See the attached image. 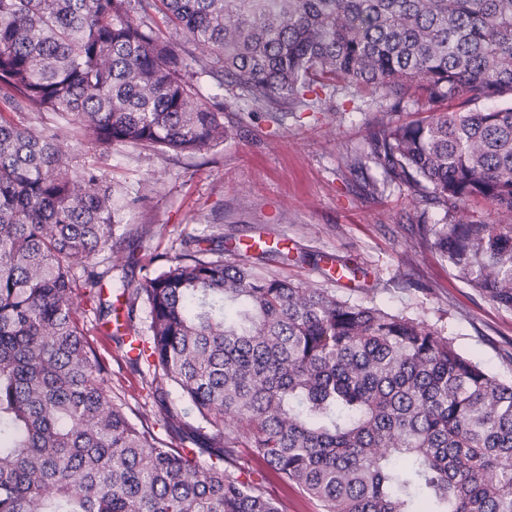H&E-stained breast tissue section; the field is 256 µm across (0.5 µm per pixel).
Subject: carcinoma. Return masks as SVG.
Wrapping results in <instances>:
<instances>
[{"label": "carcinoma", "instance_id": "obj_1", "mask_svg": "<svg viewBox=\"0 0 512 512\" xmlns=\"http://www.w3.org/2000/svg\"><path fill=\"white\" fill-rule=\"evenodd\" d=\"M200 75L271 117L331 87L388 101L370 159L444 212L435 245L455 276L512 309V0H0V512H280L115 402L79 309L112 313L98 257L128 193L15 119L200 154L228 136ZM410 102L429 116L395 120ZM475 200L493 219L456 218ZM154 263L122 285L110 338L133 332L148 396L175 383L222 461L246 442L322 512H512V381L436 327L226 263L221 235ZM15 118L25 124L30 123L50 132L59 131V127L64 123L62 119L52 112H38L34 110H25Z\"/></svg>", "mask_w": 512, "mask_h": 512}]
</instances>
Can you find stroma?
<instances>
[{
  "label": "stroma",
  "instance_id": "1",
  "mask_svg": "<svg viewBox=\"0 0 512 512\" xmlns=\"http://www.w3.org/2000/svg\"><path fill=\"white\" fill-rule=\"evenodd\" d=\"M199 85L223 102L229 129L224 142L207 152L117 145L103 153L76 134L63 141L79 160L99 163L114 183L143 194L115 228L108 259L113 277L134 284L141 279V267L127 262L128 243L137 237L147 253L171 254L183 237L220 234L228 263L238 261L253 239L282 237L292 258L273 264L281 277L330 289L355 304L426 319L489 371L512 376V311L455 277L430 232L442 210L386 182L367 157L385 101L343 89L323 111L275 120L253 113L238 90L205 77ZM334 258L356 267V278L337 280ZM84 320L90 342L109 366L112 394L129 418L180 446L199 420L178 386L164 382L165 403L154 404L128 365L124 346L108 339L107 323L90 311ZM236 466L276 500L280 512H320L318 501L284 484L247 445L239 446Z\"/></svg>",
  "mask_w": 512,
  "mask_h": 512
}]
</instances>
